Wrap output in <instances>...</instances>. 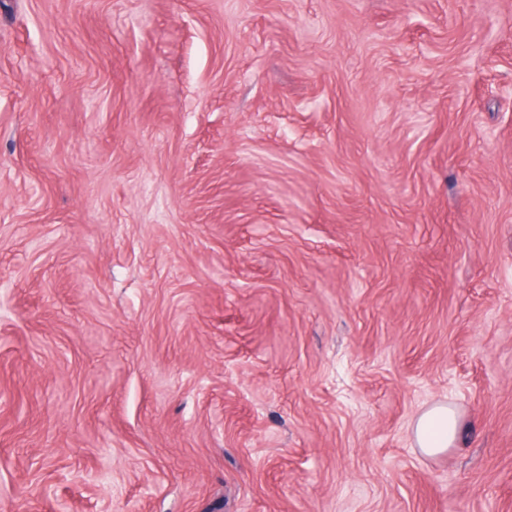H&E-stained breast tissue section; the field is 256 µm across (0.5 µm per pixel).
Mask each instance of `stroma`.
<instances>
[{
    "instance_id": "35a3bbf8",
    "label": "stroma",
    "mask_w": 512,
    "mask_h": 512,
    "mask_svg": "<svg viewBox=\"0 0 512 512\" xmlns=\"http://www.w3.org/2000/svg\"><path fill=\"white\" fill-rule=\"evenodd\" d=\"M0 512H512V0H0ZM458 412L446 404H436L423 411L413 423V435L420 450L429 456L451 448L460 431Z\"/></svg>"
}]
</instances>
